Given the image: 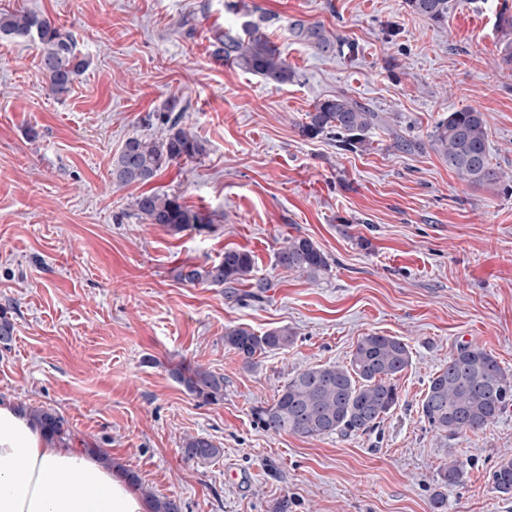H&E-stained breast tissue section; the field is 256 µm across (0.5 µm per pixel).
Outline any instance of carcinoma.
<instances>
[{"label":"carcinoma","mask_w":512,"mask_h":512,"mask_svg":"<svg viewBox=\"0 0 512 512\" xmlns=\"http://www.w3.org/2000/svg\"><path fill=\"white\" fill-rule=\"evenodd\" d=\"M411 12L434 23L448 20L451 0H405ZM501 46L500 64L512 69V10L503 7L495 19ZM288 33L310 44L319 54L342 52L343 42L331 39L320 24L301 20L288 22ZM0 34L39 46L41 65L52 94H68L88 66L80 57L70 34L49 20L25 11L0 13ZM213 46L219 58L262 77L272 85H286L294 71L256 24L247 22L242 32L218 34ZM168 134L158 140L132 136L112 160V181L118 185H145L173 163L191 160L204 151L197 136L181 126V116L166 114ZM381 122L379 113L344 92L317 102L298 124L300 136L313 139L330 136L339 149L355 152L368 145L369 132ZM488 127L485 114L472 107L451 111L440 118L428 134V145L458 179L474 186L494 185L502 178L489 161ZM134 215L144 224H157L171 234L213 226L210 215L188 207L181 196L154 189L143 192L132 203ZM276 265L317 282L330 273L329 257L309 237H288L275 253ZM254 255L229 248L215 262L204 266L183 265L177 279L213 288H233L254 279ZM14 333L9 308L0 307V342L8 343ZM296 340L286 326L256 334L237 325L224 332V347L250 367L267 353L284 352ZM413 362L410 346L397 336L369 333L360 337L349 363L322 364L296 372L274 396L270 405L257 409L262 428L273 434L321 437L332 434H365L380 424L399 403L397 380ZM173 379L205 403L224 400V376L198 365H181L170 371ZM512 406V372L503 370L497 357L477 344L458 346L448 364L429 378L419 406L421 418L430 430L447 438L477 433L496 422ZM28 419L44 434L63 444L69 433L64 419L44 407L20 406ZM190 460L212 461L224 449L204 436L182 439ZM465 478L464 462L451 458L440 471V484L456 486ZM493 489L512 493V458H502L491 476Z\"/></svg>","instance_id":"cac0c4a2"}]
</instances>
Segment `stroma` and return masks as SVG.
I'll use <instances>...</instances> for the list:
<instances>
[{
    "mask_svg": "<svg viewBox=\"0 0 512 512\" xmlns=\"http://www.w3.org/2000/svg\"><path fill=\"white\" fill-rule=\"evenodd\" d=\"M512 0H454L438 25L403 0H0L71 32L90 65L53 96L37 46L0 37V306L15 325L0 344V402L61 414L77 448L140 478L142 497L182 512H433L438 472L466 465L445 512H512L491 474L512 456V409L485 430L444 438L419 404L432 373L476 343L512 372V70L499 65L495 16ZM321 24L354 54L323 56L291 20ZM260 25L296 73L275 87L211 54L216 33ZM344 92L379 112L364 151L344 152L296 125ZM202 141L153 188L217 214L211 230L172 235L140 222L139 187L113 185L112 159L135 134L162 138L169 102ZM488 120L490 158L508 181L475 187L426 139L449 111ZM302 233L328 255L318 282L274 253ZM256 258L253 287L189 285L185 264L225 249ZM285 326L288 352L244 367L224 330ZM368 333L402 338L413 363L397 407L367 434L306 438L264 431L254 407L294 372L344 364ZM198 365L224 376L207 404L170 376ZM221 446L187 459L184 435Z\"/></svg>",
    "mask_w": 512,
    "mask_h": 512,
    "instance_id": "obj_1",
    "label": "stroma"
}]
</instances>
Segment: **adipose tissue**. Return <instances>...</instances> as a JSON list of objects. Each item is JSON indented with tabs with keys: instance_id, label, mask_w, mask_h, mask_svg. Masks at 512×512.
Here are the masks:
<instances>
[{
	"instance_id": "ef3b65f1",
	"label": "adipose tissue",
	"mask_w": 512,
	"mask_h": 512,
	"mask_svg": "<svg viewBox=\"0 0 512 512\" xmlns=\"http://www.w3.org/2000/svg\"><path fill=\"white\" fill-rule=\"evenodd\" d=\"M103 455L49 441L0 403V512H150Z\"/></svg>"
}]
</instances>
